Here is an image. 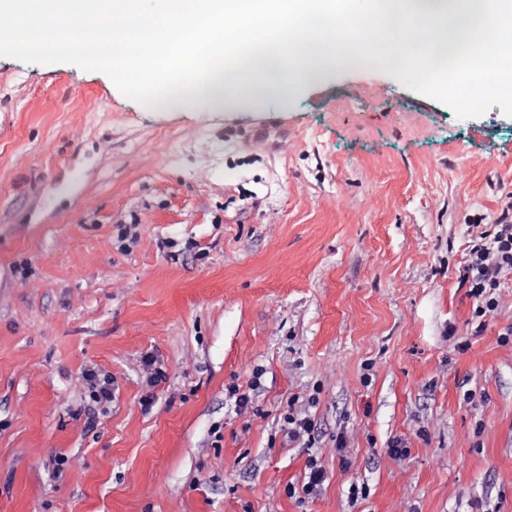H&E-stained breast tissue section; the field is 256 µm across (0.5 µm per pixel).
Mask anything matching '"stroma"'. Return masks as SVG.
Segmentation results:
<instances>
[{"mask_svg":"<svg viewBox=\"0 0 512 512\" xmlns=\"http://www.w3.org/2000/svg\"><path fill=\"white\" fill-rule=\"evenodd\" d=\"M511 206L512 117L378 66L201 112L0 57V512H512V272L460 284ZM497 224H491L490 230L473 236L469 245L467 264L460 276L469 296L476 304L477 317H485L496 312L499 299L496 295L500 288L501 275L512 271V213L503 211L497 218ZM84 380L89 385L88 388L90 390V398L96 402L100 403L101 406L107 407L110 403H112V377L105 375L101 377L97 375L94 371H89L86 373ZM285 421L288 424V440L296 441L303 439L307 436L308 441L311 440L315 431L314 418L309 415L295 416L288 413L285 417Z\"/></svg>","mask_w":512,"mask_h":512,"instance_id":"stroma-1","label":"stroma"}]
</instances>
